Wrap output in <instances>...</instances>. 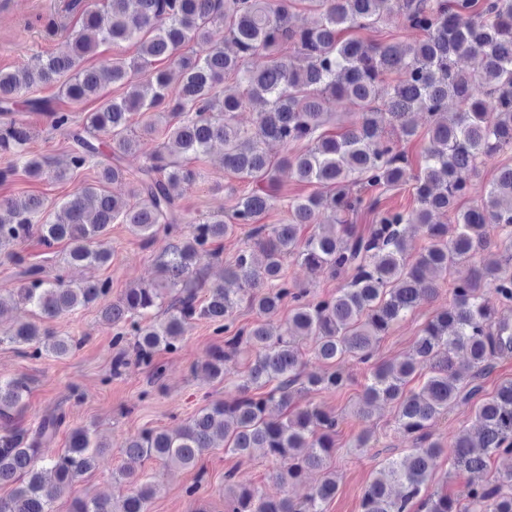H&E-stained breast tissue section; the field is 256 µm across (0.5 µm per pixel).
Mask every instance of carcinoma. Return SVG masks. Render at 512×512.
Segmentation results:
<instances>
[{
	"instance_id": "1",
	"label": "carcinoma",
	"mask_w": 512,
	"mask_h": 512,
	"mask_svg": "<svg viewBox=\"0 0 512 512\" xmlns=\"http://www.w3.org/2000/svg\"><path fill=\"white\" fill-rule=\"evenodd\" d=\"M389 0H103L99 10L83 14L81 29L69 38L66 55L22 61L12 71L0 70V111L22 105L30 112H49L53 130L71 140L68 168L52 178L68 176L99 159L97 181L77 187L58 209L48 210L37 195L0 201V252L31 237L45 247L44 259L54 264L51 278L42 269L8 296L0 294V314L8 304L29 308L32 319L17 323L0 343L21 347L35 358L62 357L80 346L74 337L59 338L46 322L75 312L111 290L109 281L89 278L73 285L64 272L73 266L100 267L110 261L108 232L125 224L149 246L159 236L167 244L159 256L157 277L127 289L102 312L116 329L118 349L114 372L130 364L149 366L155 352L176 343L192 325L205 320L224 336V346L211 355L203 370L224 377L231 357L243 350L252 359L235 384L237 397L211 402L179 430L143 429L124 445L132 459L156 458L193 470L217 442L240 457L254 452L283 460L274 473L283 485L307 478L314 469L324 478L311 487L306 500L268 498L251 485L225 475V512H324L336 493L331 469L338 415L305 399L312 392H336L351 378L335 368L350 356L368 365L356 415L366 417L378 400L395 405L398 428L412 439L402 458L385 460L364 492L361 512H512V381L478 399L481 380L494 360L512 356V245L497 259L477 260L491 245L490 232L512 233V165L505 164L479 203L461 208L466 174L504 151L512 150V0H396L406 28L424 33L413 44L381 43L367 47L343 31L364 29L383 19ZM304 5L321 14V22L304 27L293 21ZM134 41L138 54L116 57L98 68L82 62L98 44ZM193 42L199 50L179 54ZM287 46L294 56L275 57L260 70L247 60L259 51L274 53ZM473 58L471 70L456 60ZM170 60L180 81L171 87V72L155 63ZM234 76L240 92H223ZM58 84L72 102L99 95L107 85L123 94L105 102L80 122L69 112L49 110L39 98L22 99L35 88ZM328 98L357 107L355 122L340 135L327 130L332 113ZM457 110L448 111V101ZM255 110L252 129L234 122L246 106ZM429 118L424 166L414 174L398 150L400 140L416 135L411 114ZM170 118L167 137L183 154L198 156L212 143L224 145V167L241 178L270 184L286 165L299 181L328 189L289 202L288 222L260 224L271 207L265 192L239 198L232 223L224 215L185 222L175 190L195 184L201 175L160 150L136 172L123 164L137 151L139 135L156 132L153 116ZM143 116L141 133L132 116ZM35 129L11 120L0 124V169L7 179L17 170L40 178L46 161L29 145ZM278 142L292 151L274 162L264 145ZM124 181L135 202L111 195L107 186ZM412 186L416 206L410 212L384 208L379 190ZM374 215L361 233L348 217ZM453 219L456 231L434 216ZM248 224V240L224 265V282L209 284L204 268L218 257L214 245ZM426 228L427 245L415 257L408 252L410 229ZM312 232L301 237V228ZM65 249L59 253L58 244ZM292 258L314 273H328L343 284L336 292L308 298L305 288L288 282L284 263ZM451 277L448 307L428 321L416 337L413 358L378 362L374 352L381 336L437 291L436 277ZM238 285L230 294L225 284ZM246 302L257 320L233 328L236 307ZM293 308L288 328L273 331L270 321L285 302ZM312 342L314 354L332 369L305 375L299 339ZM468 359L469 371L456 368ZM418 369L427 370L418 390H406ZM27 379H0V421L11 423L25 405ZM474 404L477 428L453 436L448 478L462 482L455 493L444 486L428 491L444 454L430 434L440 416ZM64 415L51 414L29 433L6 429L0 434V484H12L0 512H50L45 487L61 494L95 468L108 444L93 430L71 431L68 446L44 460L38 447L52 440ZM156 493L141 482L117 505L100 496L76 498L70 512H148Z\"/></svg>"
}]
</instances>
